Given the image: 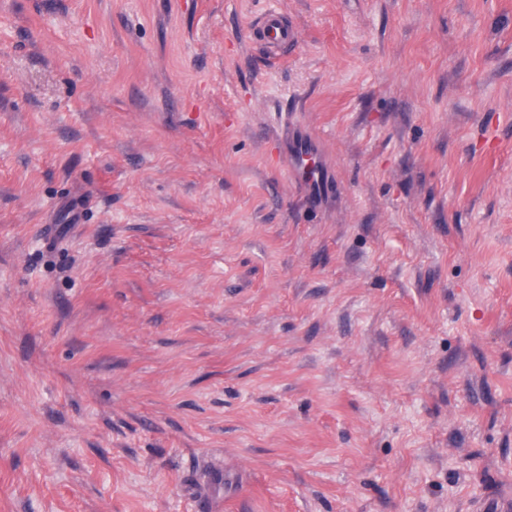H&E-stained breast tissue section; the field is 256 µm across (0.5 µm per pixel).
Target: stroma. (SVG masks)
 I'll use <instances>...</instances> for the list:
<instances>
[{"label": "stroma", "mask_w": 512, "mask_h": 512, "mask_svg": "<svg viewBox=\"0 0 512 512\" xmlns=\"http://www.w3.org/2000/svg\"><path fill=\"white\" fill-rule=\"evenodd\" d=\"M507 498L512 0H0V512ZM252 31L255 38L276 58L281 56L283 48L291 46L298 38L294 25L274 10L262 13ZM315 148L304 138H297L293 144V150L288 155V165L300 184L305 188L308 199L314 206L323 203V182H327V171L318 170L313 176L306 174L309 156Z\"/></svg>", "instance_id": "obj_1"}]
</instances>
